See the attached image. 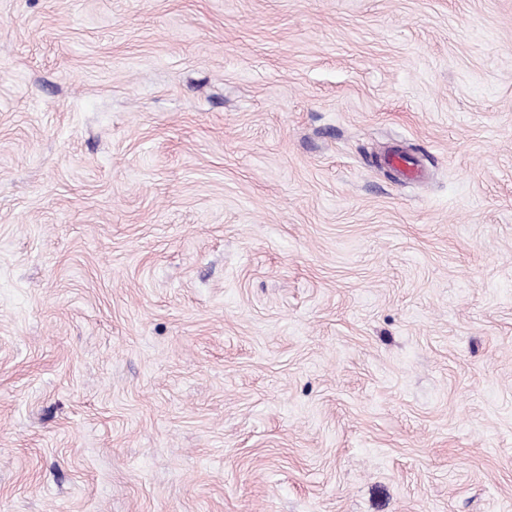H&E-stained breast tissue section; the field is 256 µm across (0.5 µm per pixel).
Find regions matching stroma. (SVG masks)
Returning <instances> with one entry per match:
<instances>
[{
  "label": "stroma",
  "instance_id": "1",
  "mask_svg": "<svg viewBox=\"0 0 512 512\" xmlns=\"http://www.w3.org/2000/svg\"><path fill=\"white\" fill-rule=\"evenodd\" d=\"M0 512H512V0H0ZM387 166L393 168L402 180H414L421 175V168L402 152H394L386 157Z\"/></svg>",
  "mask_w": 512,
  "mask_h": 512
}]
</instances>
